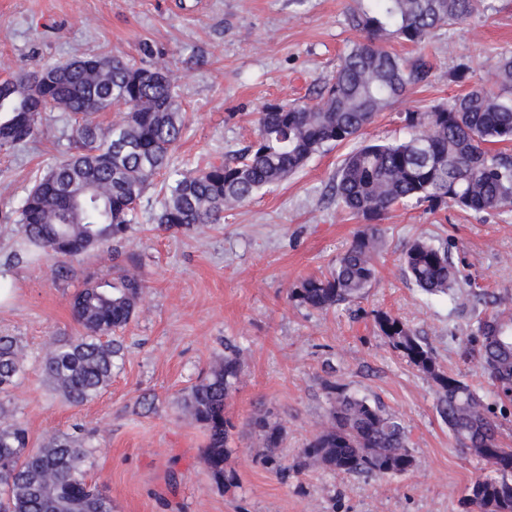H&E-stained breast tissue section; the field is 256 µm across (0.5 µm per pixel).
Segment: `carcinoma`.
<instances>
[{"instance_id": "obj_1", "label": "carcinoma", "mask_w": 512, "mask_h": 512, "mask_svg": "<svg viewBox=\"0 0 512 512\" xmlns=\"http://www.w3.org/2000/svg\"><path fill=\"white\" fill-rule=\"evenodd\" d=\"M484 0H354L345 20L364 34L345 53L335 77L315 102L265 105L256 139L233 155L194 173L172 166L183 134V119L166 62L136 66L109 54H95L46 66L56 75L39 85L33 73L0 80V149L9 150L40 133L42 112L71 114L72 152L42 172L19 210L18 242L50 263L57 276L73 271L89 251H110L126 241L145 191L168 172L156 220L166 231H196L217 224L224 211L252 200L261 190L296 173L315 153L358 139L378 114L405 98L432 73L430 61L404 59L385 47L391 40L420 43L444 25H462L478 14ZM494 91L477 83L448 103L403 113L409 138L364 142L343 159L331 185L336 206L365 220L349 247L327 272L303 279L289 299L316 311L365 298L377 276L383 251L380 221L408 203L432 209L456 205L475 212L512 205V157L491 149L512 142V55L495 67ZM113 108L118 118L105 134L91 116ZM410 280L429 295L467 300L470 279L453 265L448 247L416 239L402 252ZM146 285L123 270L104 288L89 280L70 301L83 334L51 343L41 371L67 402L79 406L99 396L112 379L120 348L109 337L135 316ZM374 322L418 371L438 386L437 410L462 447L495 470L512 473V448L497 439V415L464 382L445 374L431 347L400 318L376 311ZM478 346L483 374L498 403L512 404V315L497 309L479 319L466 337ZM242 359L236 346L184 399L191 418L204 426L208 443L202 462L214 480L231 486L224 471L228 454L226 400L236 388ZM25 370L22 348L0 336V391L15 386ZM327 421L303 449V460L283 466L268 454L283 478L299 473L312 459L350 475L405 473L415 464L400 419L328 385ZM263 445L280 447L283 428L263 418ZM90 450L64 434L29 449L27 429L0 411V512H112V500L86 480ZM466 512H512V481L482 479L468 488Z\"/></svg>"}]
</instances>
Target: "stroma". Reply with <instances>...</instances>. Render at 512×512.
<instances>
[{
  "label": "stroma",
  "instance_id": "1",
  "mask_svg": "<svg viewBox=\"0 0 512 512\" xmlns=\"http://www.w3.org/2000/svg\"><path fill=\"white\" fill-rule=\"evenodd\" d=\"M351 3L0 0V78L97 53L141 61L150 46L176 85L185 125L173 161L190 173L246 147L265 103L313 97L332 78L360 38L345 23ZM388 48L407 59L428 56L433 71L403 105L378 115L364 132L367 141L408 137L403 107L448 102L474 82L493 86L497 60L512 52V0H485L465 25ZM462 64L471 68L469 80L449 81ZM71 125L65 112H45L36 137L0 150V275L9 284L0 299V335L18 337L28 353L6 402L31 448L52 432L84 438L87 480L109 495L113 512H462L469 486L491 468L460 448L438 414L435 383L390 348L373 313L401 318L448 375L495 402L461 339L479 315L492 312L493 300L512 305V207H396L381 222L386 246L366 299L323 312L296 306L290 290L326 271L362 222L330 198L351 149L344 143L317 152L286 181L199 233L158 228L161 197L150 188L117 256L88 252L73 273L56 277L45 262H12L10 226L36 174L70 151ZM419 237L448 243L471 280L466 305L425 295L405 276L401 251ZM116 264L138 274L146 290L134 318L114 335L122 350L110 384L73 406L44 378L42 351L50 340L81 335L70 299L87 277L111 281ZM228 342L243 359L226 409L233 425L226 467L236 475L230 489L202 464L207 432L183 409L184 396ZM330 383L401 418L416 458L412 470L358 476L311 462L284 480L264 464L267 450L252 418L283 428L277 454L293 465L324 424Z\"/></svg>",
  "mask_w": 512,
  "mask_h": 512
}]
</instances>
